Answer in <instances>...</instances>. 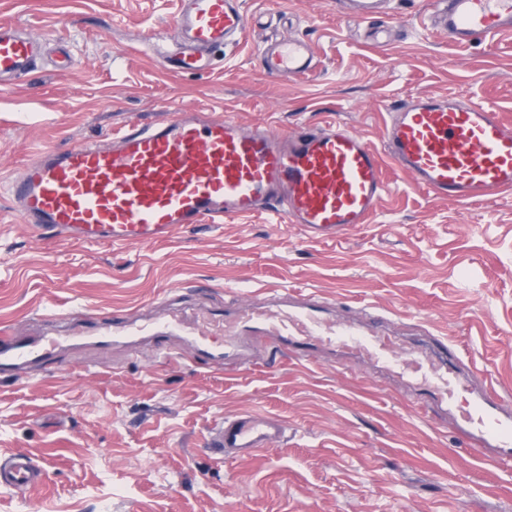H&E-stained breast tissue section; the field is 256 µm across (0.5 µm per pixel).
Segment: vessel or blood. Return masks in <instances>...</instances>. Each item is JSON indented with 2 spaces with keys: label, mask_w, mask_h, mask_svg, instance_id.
Here are the masks:
<instances>
[{
  "label": "vessel or blood",
  "mask_w": 512,
  "mask_h": 512,
  "mask_svg": "<svg viewBox=\"0 0 512 512\" xmlns=\"http://www.w3.org/2000/svg\"><path fill=\"white\" fill-rule=\"evenodd\" d=\"M342 4L350 18L367 22L381 14L383 0ZM429 22L456 44H492L512 33V0H432ZM176 27L178 47L160 40L155 53L170 71L197 73L210 68L214 50L245 35L249 18L241 0H180ZM42 51L40 38L1 24L0 83L25 82ZM259 58L266 74L281 78L306 76L317 65L311 46L296 38L261 46ZM387 160L448 201L501 198L512 194V121L493 103L413 96L386 112L378 149L337 119L285 133L196 112L136 122L107 140L42 150L0 192L23 223L47 238L84 244L161 243L184 226L268 212L307 238L323 239L369 222L387 191ZM331 307L312 292L266 289L246 301L231 297L218 340L213 328L160 315L150 303L113 316L98 339L182 335L194 359L207 361L229 358L246 336L253 349L284 351L305 364L315 349L337 348L418 389L422 407L448 411L473 449L491 448L500 460H512V400L489 386L475 388L478 371L463 364L456 348L441 340L402 346L385 330L336 320ZM63 343L60 336L1 334L0 373L49 364ZM286 434L277 417L239 412L211 428L205 446L216 462H235L278 446ZM43 479L27 454L0 461V488L29 490Z\"/></svg>",
  "instance_id": "obj_1"
}]
</instances>
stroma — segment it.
<instances>
[{
	"mask_svg": "<svg viewBox=\"0 0 512 512\" xmlns=\"http://www.w3.org/2000/svg\"><path fill=\"white\" fill-rule=\"evenodd\" d=\"M243 7L245 38L211 70L177 74L151 46L174 38L179 0H0V21L44 41L29 80L0 86V179L43 148L198 109L280 132L335 118L376 147L384 113L411 94L485 99L512 120V35L456 46L425 25L430 0H391L367 25L339 0ZM281 37L312 45L311 74L263 72L259 47ZM385 173L369 223L327 240L261 213L163 244H78L42 238L0 196V326L67 339L59 362L0 378V460L23 452L45 470L30 492L0 489V512H512V463L471 454L379 369L285 353L170 362L148 337L86 340L114 310L168 296L191 318L223 309L228 290H312L337 319L377 315L403 341L455 345L512 398V201L457 204ZM244 411L281 418L287 441L216 464L208 428Z\"/></svg>",
	"mask_w": 512,
	"mask_h": 512,
	"instance_id": "35a3bbf8",
	"label": "stroma"
}]
</instances>
